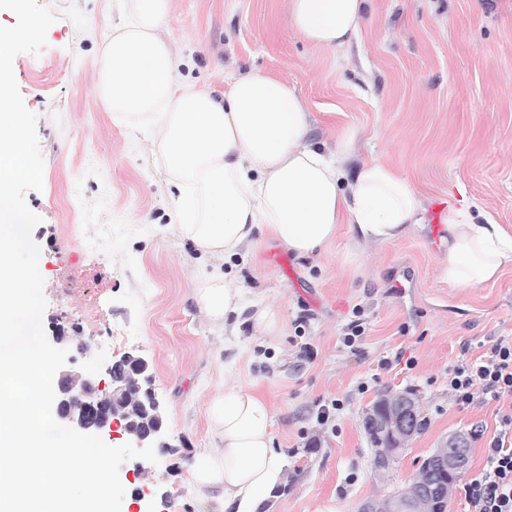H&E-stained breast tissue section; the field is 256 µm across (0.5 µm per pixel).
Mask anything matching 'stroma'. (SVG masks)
<instances>
[{"label":"stroma","mask_w":512,"mask_h":512,"mask_svg":"<svg viewBox=\"0 0 512 512\" xmlns=\"http://www.w3.org/2000/svg\"><path fill=\"white\" fill-rule=\"evenodd\" d=\"M112 2L53 0L46 45L13 68L44 160L43 188L26 201L42 218L33 239L45 334L68 349L70 370L101 375L139 358L160 405L157 463L132 459L119 470L127 498L147 492L164 512H197L190 469L216 444L207 403L230 360L240 385L270 402L286 458L265 512H321L328 503L360 512L406 489L451 434L477 425L493 436L495 404L450 405L448 368L461 341L512 336V268L493 283L449 288L436 276L444 249L431 227L374 248L342 233L319 255L289 256L285 272L268 259L279 244L259 236L225 270L279 312L281 333L246 329L226 344L203 321L193 298L199 251L168 229V188L144 154L145 132L113 121L94 88L95 59L118 21ZM161 33L182 61L179 80L220 92L230 74L278 77L312 112L320 142L353 128L355 158L394 165L425 204L464 195L512 229V0H370L358 40L338 53L289 27L288 0H172ZM356 307L366 322L360 359L340 342ZM304 310L311 319L300 330ZM115 325L129 329L125 341L110 339ZM305 343L309 361L299 356ZM400 350L414 366L379 371ZM389 390L416 394L428 426L379 470L364 416ZM320 399L343 409L315 446L301 433L315 428Z\"/></svg>","instance_id":"35a3bbf8"}]
</instances>
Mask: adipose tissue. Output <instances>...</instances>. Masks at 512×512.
Segmentation results:
<instances>
[{"label": "adipose tissue", "instance_id": "obj_1", "mask_svg": "<svg viewBox=\"0 0 512 512\" xmlns=\"http://www.w3.org/2000/svg\"><path fill=\"white\" fill-rule=\"evenodd\" d=\"M172 0H116L120 20L94 68L96 91L115 122L150 129L147 153L171 186V231L210 261L194 297L227 339L243 327L271 336L277 312L223 271L266 234L300 257L347 230L359 246L404 238L424 222L423 202L396 167L372 156L352 164L357 133L317 142L315 119L294 88L263 73L229 78L223 95L176 77L180 65L160 27ZM369 0H288L290 26L310 44L344 50L359 35ZM438 278L454 289L495 282L512 267V232L477 201L450 206ZM209 400L219 445L198 462V512H259L281 483L284 458L267 400L234 381Z\"/></svg>", "mask_w": 512, "mask_h": 512}]
</instances>
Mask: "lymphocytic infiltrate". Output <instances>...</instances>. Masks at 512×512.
<instances>
[{
    "label": "lymphocytic infiltrate",
    "instance_id": "1",
    "mask_svg": "<svg viewBox=\"0 0 512 512\" xmlns=\"http://www.w3.org/2000/svg\"><path fill=\"white\" fill-rule=\"evenodd\" d=\"M448 398L458 410L497 403L492 438L483 429L471 441L486 440L482 471L463 486L473 512H512V337L491 340L482 353L470 341L459 345L458 359L448 369Z\"/></svg>",
    "mask_w": 512,
    "mask_h": 512
}]
</instances>
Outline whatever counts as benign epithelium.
Returning <instances> with one entry per match:
<instances>
[{
    "mask_svg": "<svg viewBox=\"0 0 512 512\" xmlns=\"http://www.w3.org/2000/svg\"><path fill=\"white\" fill-rule=\"evenodd\" d=\"M123 361L109 365L105 373L109 380L99 379L93 375L62 374L59 382L58 414L62 420L73 428L92 432L100 436L112 434V427L120 424L119 392L117 374ZM390 399L400 405L401 413L394 427L377 422L370 423L371 442L377 447L376 460L381 467L390 465L396 455L415 433L410 419L420 413L419 400L405 392L390 395ZM461 439L454 437L436 448L425 458V462L441 471H461L465 459L460 451ZM394 512H432L430 495L423 494L412 500L395 504Z\"/></svg>",
    "mask_w": 512,
    "mask_h": 512,
    "instance_id": "benign-epithelium-1",
    "label": "benign epithelium"
}]
</instances>
